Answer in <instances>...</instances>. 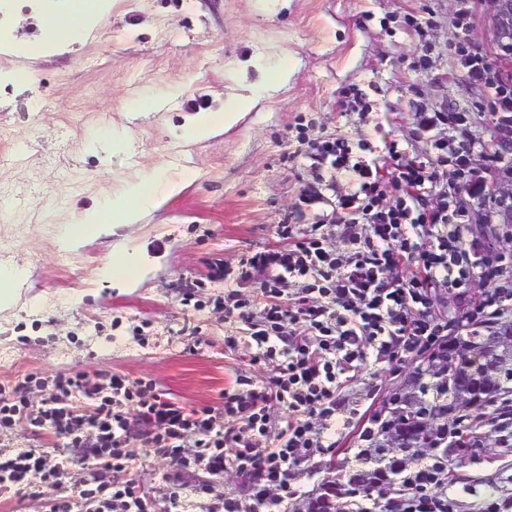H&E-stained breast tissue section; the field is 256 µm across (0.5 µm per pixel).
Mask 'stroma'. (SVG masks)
<instances>
[{
	"instance_id": "obj_1",
	"label": "stroma",
	"mask_w": 512,
	"mask_h": 512,
	"mask_svg": "<svg viewBox=\"0 0 512 512\" xmlns=\"http://www.w3.org/2000/svg\"><path fill=\"white\" fill-rule=\"evenodd\" d=\"M460 0H280L262 12L257 0H114L104 19L72 52L31 62L32 83L8 74L20 62L0 43V265L29 272L24 304L0 310V386L26 384L31 405L51 397L49 377L83 372L151 380L188 408L217 405L234 389L244 364L224 347L246 326L224 317L221 268L242 253L279 246L277 225L321 224L327 245L342 246L328 224L337 196L353 192L350 173L325 172L330 187L315 210L299 197L313 183L312 145L341 137L357 158L386 165L389 145L408 156L434 154L438 128L419 133L418 112L470 114L473 137L489 139L493 118L480 108L487 90L471 82L448 52ZM472 46L512 72L493 36L489 0H476ZM288 57L286 81L232 131L207 142L177 145L174 127L196 112L215 110L242 83H254L255 60ZM180 88L170 97L171 88ZM154 99L150 110L139 98ZM128 133L123 151L104 145L113 130ZM153 167L189 168L195 182L140 223L118 229L75 252L62 251V228L99 202L119 181ZM512 175H493L485 200L471 201L472 231L491 252H512V239L487 230L498 188ZM143 244L153 258L144 283L129 292L95 281V272L123 240ZM368 359L348 372L345 404L326 432L330 450L294 467L293 497L283 512L331 475L338 460L366 446L372 415L417 371ZM495 405L472 411L482 444L445 460V490L453 512H482L485 502L512 501V446L494 428ZM133 468L120 473L141 491L158 494L170 459L134 441ZM188 486L241 498L246 481L235 469L212 476L187 472Z\"/></svg>"
}]
</instances>
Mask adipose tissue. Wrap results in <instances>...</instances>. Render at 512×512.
<instances>
[{
  "instance_id": "1",
  "label": "adipose tissue",
  "mask_w": 512,
  "mask_h": 512,
  "mask_svg": "<svg viewBox=\"0 0 512 512\" xmlns=\"http://www.w3.org/2000/svg\"><path fill=\"white\" fill-rule=\"evenodd\" d=\"M112 10V0H38L36 13L42 33L34 40L12 38V54L24 57H48L78 43ZM289 71L287 61L261 71V79L250 94L225 99L215 111L189 116L173 132L176 141L199 144L233 130L251 112L258 98L275 91ZM197 178L190 169L143 171L124 182L102 203L80 211L75 223L66 225L60 239L63 250L72 252L84 243L113 234L123 224L138 223L145 215L180 195ZM152 266L148 254L139 246L125 244L99 269L97 277L114 288L132 289L146 279Z\"/></svg>"
}]
</instances>
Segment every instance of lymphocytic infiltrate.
<instances>
[{"label": "lymphocytic infiltrate", "mask_w": 512, "mask_h": 512, "mask_svg": "<svg viewBox=\"0 0 512 512\" xmlns=\"http://www.w3.org/2000/svg\"><path fill=\"white\" fill-rule=\"evenodd\" d=\"M420 130L444 125L449 135L435 140L437 158L422 161L389 147L391 170L355 158L344 139L315 146V168L351 173L355 191L338 198L334 220L343 227L346 254L326 245L319 225L280 224V248L242 256L238 282L255 281L264 297L261 312L237 290L224 293V314L247 325L248 336H228L224 345L242 351L248 368L236 378L217 406L188 410L168 400L156 383H128L119 376L90 379L86 374L58 375L55 398L31 407L22 387L0 388V430L26 421L34 430L51 431L66 441L52 450L0 448V496L26 489L40 495L42 484L63 483L70 467L81 465L87 477L79 492L95 512H154V500L133 482H107L103 472H121L134 462L133 440L140 439L178 467L167 475L163 497L171 512L183 506L186 486L181 473L202 470L212 476L234 467L248 480L256 507L267 504L270 489H287L289 470L314 450L325 448L323 430L311 418L332 424L341 408L339 388L346 371L367 356L405 363L448 346V325L430 313L432 292L448 288L465 293L471 281L488 283L484 298L467 320L498 317L512 307V259L487 253L482 243L466 239V199L484 197L485 173L469 167L472 152L484 155L488 171L504 159L491 143L472 140L468 118L459 110L420 112ZM454 160L467 175L447 195L434 193L436 164ZM390 205H383L386 190ZM366 225L359 233L358 225ZM296 285V302L284 301L285 285ZM274 367L255 381L249 367ZM89 399L91 412L68 405V398ZM285 407L288 419L275 427L269 410ZM234 456H226V449ZM408 493L399 512H450L451 503L436 468L409 474Z\"/></svg>", "instance_id": "1"}]
</instances>
